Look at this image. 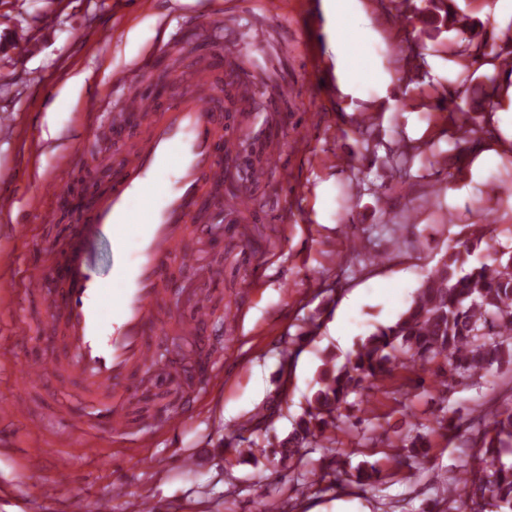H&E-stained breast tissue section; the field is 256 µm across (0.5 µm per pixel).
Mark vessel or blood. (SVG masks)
<instances>
[{"label":"vessel or blood","instance_id":"vessel-or-blood-1","mask_svg":"<svg viewBox=\"0 0 512 512\" xmlns=\"http://www.w3.org/2000/svg\"><path fill=\"white\" fill-rule=\"evenodd\" d=\"M82 112L92 129L110 119L106 97L98 92L83 98ZM118 112H149L153 120L146 135L123 151L111 181L78 214L55 262L29 264L21 280L24 294L38 299H44L47 281L57 280V296L46 301L44 313L59 328L63 345L62 357L28 368L27 384H78L97 401L99 424L116 436L126 430L137 374L154 366L152 337L164 327L161 303L170 277L191 261L184 243L207 234L196 221L199 209L208 202L241 212L255 208L247 194L224 198L210 191L225 160L237 155L235 136L224 132L213 82L186 71L161 100L127 88ZM104 235L112 243L108 282L91 260ZM209 320L202 295L173 324L180 334L194 336Z\"/></svg>","mask_w":512,"mask_h":512}]
</instances>
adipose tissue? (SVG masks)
<instances>
[{
  "label": "adipose tissue",
  "instance_id": "ef3b65f1",
  "mask_svg": "<svg viewBox=\"0 0 512 512\" xmlns=\"http://www.w3.org/2000/svg\"><path fill=\"white\" fill-rule=\"evenodd\" d=\"M322 10L327 38L336 51L339 89L343 94L360 97L361 86L369 79L377 81L384 89L404 82L402 72L376 69L365 57L352 50L356 29L369 22L360 0H322Z\"/></svg>",
  "mask_w": 512,
  "mask_h": 512
}]
</instances>
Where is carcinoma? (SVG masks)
<instances>
[{
    "label": "carcinoma",
    "instance_id": "carcinoma-1",
    "mask_svg": "<svg viewBox=\"0 0 512 512\" xmlns=\"http://www.w3.org/2000/svg\"><path fill=\"white\" fill-rule=\"evenodd\" d=\"M445 19L459 34L454 62L465 74L476 57L474 43L483 36L465 15L445 5ZM200 48L180 47L163 57L160 67L178 73L182 55ZM489 224L473 225L471 238L446 247L426 274L408 308L392 323L380 325L359 341L344 363L334 354L323 359L313 399L298 428L278 442L280 461H292L303 448L327 439L326 430L350 415L353 396L372 390L375 381L409 364L425 365L438 359L443 365L434 372L443 392L456 386H473L493 366L512 365V248L495 251L492 262L475 255L491 237ZM438 429L463 446L478 449L485 465L465 470L460 479L467 488L464 512H487L495 502L497 512H512V405L495 412L494 419L477 434L460 422L436 419ZM424 424L410 425L400 438L407 453L399 455L400 468L418 470L427 460Z\"/></svg>",
    "mask_w": 512,
    "mask_h": 512
}]
</instances>
